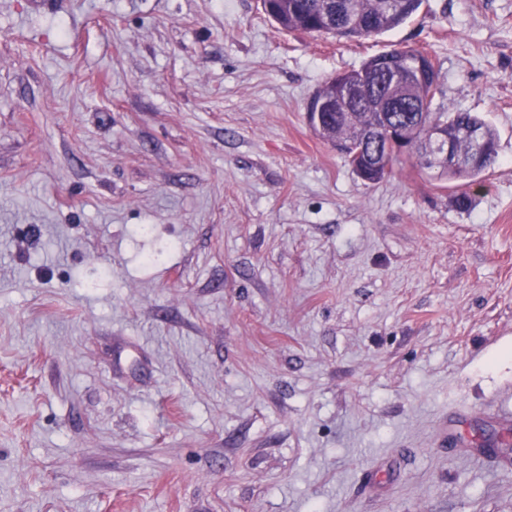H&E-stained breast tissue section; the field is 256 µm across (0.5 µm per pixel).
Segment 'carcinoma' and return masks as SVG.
Returning a JSON list of instances; mask_svg holds the SVG:
<instances>
[{
    "label": "carcinoma",
    "mask_w": 512,
    "mask_h": 512,
    "mask_svg": "<svg viewBox=\"0 0 512 512\" xmlns=\"http://www.w3.org/2000/svg\"><path fill=\"white\" fill-rule=\"evenodd\" d=\"M425 0H265L263 11L282 30H301L308 33L326 32L345 39H360L390 31L416 14ZM418 50L397 48L386 52L395 71L406 72L414 62ZM380 56L369 59L358 70L341 75V80L360 89L359 98L349 100L342 108L329 115L326 128L313 131L332 143L344 154L350 164L356 155H369L370 145L359 138V132L378 121L373 108L376 97L390 100V123L400 129L412 146L418 148L441 123L449 122L458 128L477 126L483 130L482 151L485 161L476 168L458 166L432 169L439 180H469L479 177L497 163V132L483 118L469 112H453L434 107L436 88L425 82L408 86L397 82L390 86L379 80L376 74ZM429 99V109L422 115L405 112L403 108L415 101Z\"/></svg>",
    "instance_id": "1"
}]
</instances>
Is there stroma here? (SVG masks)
Here are the masks:
<instances>
[{
	"label": "stroma",
	"mask_w": 512,
	"mask_h": 512,
	"mask_svg": "<svg viewBox=\"0 0 512 512\" xmlns=\"http://www.w3.org/2000/svg\"><path fill=\"white\" fill-rule=\"evenodd\" d=\"M403 47L495 126L480 184L310 129ZM0 512H512V0H0ZM282 30L326 32L345 39L378 35L403 24L425 0H261Z\"/></svg>",
	"instance_id": "stroma-1"
}]
</instances>
